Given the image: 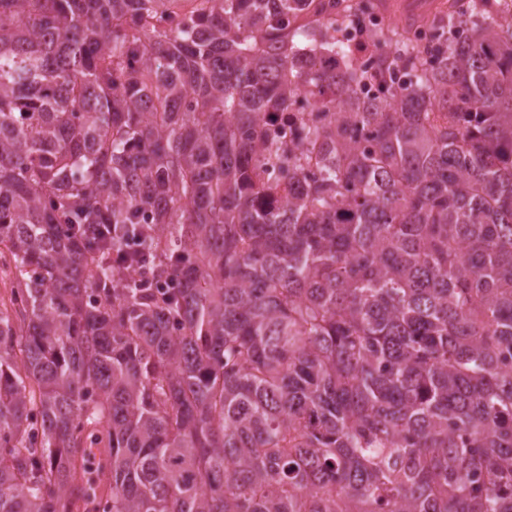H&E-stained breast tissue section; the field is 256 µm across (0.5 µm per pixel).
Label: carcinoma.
<instances>
[{
  "mask_svg": "<svg viewBox=\"0 0 512 512\" xmlns=\"http://www.w3.org/2000/svg\"><path fill=\"white\" fill-rule=\"evenodd\" d=\"M173 2L0 0V512H512V19ZM360 26L355 25V19L353 24L342 27L338 32L339 39L342 41H358L359 39H365L373 36L376 32L381 29H385L387 26L385 17L380 13L373 15H358ZM319 113L311 112L310 108L305 106L302 99L291 112H288L285 118L273 120L269 117H264L260 121V126L262 129L268 130L271 137L278 140L299 142L303 124L320 116Z\"/></svg>",
  "mask_w": 512,
  "mask_h": 512,
  "instance_id": "cac0c4a2",
  "label": "carcinoma"
}]
</instances>
